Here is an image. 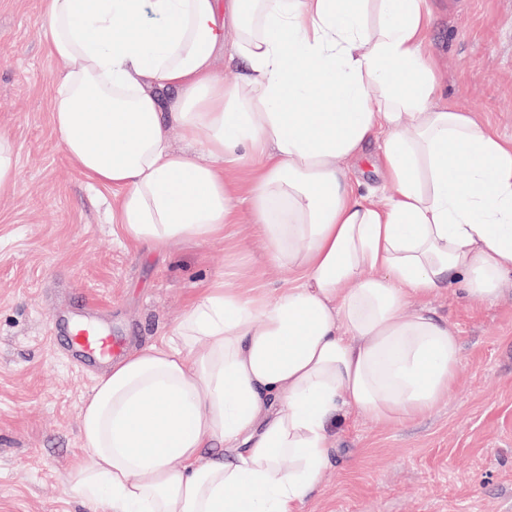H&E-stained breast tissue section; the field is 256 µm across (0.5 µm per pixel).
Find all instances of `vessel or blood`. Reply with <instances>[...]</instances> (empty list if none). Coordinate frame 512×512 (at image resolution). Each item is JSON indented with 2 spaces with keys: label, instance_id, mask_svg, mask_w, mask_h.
I'll return each instance as SVG.
<instances>
[{
  "label": "vessel or blood",
  "instance_id": "obj_1",
  "mask_svg": "<svg viewBox=\"0 0 512 512\" xmlns=\"http://www.w3.org/2000/svg\"><path fill=\"white\" fill-rule=\"evenodd\" d=\"M49 327L52 334H67L69 356L82 366L99 367L119 357L122 352L120 341L101 328L90 313L55 314Z\"/></svg>",
  "mask_w": 512,
  "mask_h": 512
}]
</instances>
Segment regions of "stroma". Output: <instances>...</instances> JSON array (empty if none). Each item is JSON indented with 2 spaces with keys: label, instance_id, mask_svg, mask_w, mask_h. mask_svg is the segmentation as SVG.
Listing matches in <instances>:
<instances>
[{
  "label": "stroma",
  "instance_id": "1",
  "mask_svg": "<svg viewBox=\"0 0 512 512\" xmlns=\"http://www.w3.org/2000/svg\"><path fill=\"white\" fill-rule=\"evenodd\" d=\"M428 5L441 101L512 138V0ZM41 25L40 0H0V129L19 169L14 193L0 198V512H90L67 485L97 375L50 343L54 309L94 306L131 351L173 335L209 280L271 299L294 274L268 261L244 208L223 239L166 253L127 247L112 192L88 185L51 124L64 64L47 53ZM433 307L459 331L455 391L414 422L332 425L303 512H512V282L491 304L450 289Z\"/></svg>",
  "mask_w": 512,
  "mask_h": 512
}]
</instances>
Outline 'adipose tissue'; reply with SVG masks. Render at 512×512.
Returning <instances> with one entry per match:
<instances>
[{"mask_svg":"<svg viewBox=\"0 0 512 512\" xmlns=\"http://www.w3.org/2000/svg\"><path fill=\"white\" fill-rule=\"evenodd\" d=\"M42 2L66 64L51 123L115 190L123 242H210L243 203L296 274L270 301L208 283L173 336L113 364L68 492L104 512H303L331 424L412 421L454 389L459 335L432 302L512 280V139L438 101L426 0ZM372 143L378 205L348 174ZM228 161L259 164L246 199Z\"/></svg>","mask_w":512,"mask_h":512,"instance_id":"obj_1","label":"adipose tissue"}]
</instances>
